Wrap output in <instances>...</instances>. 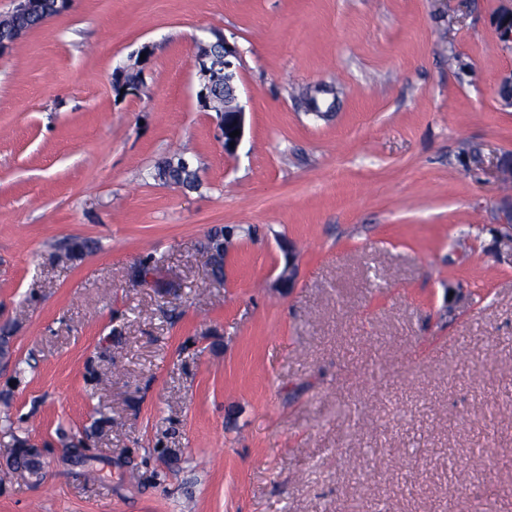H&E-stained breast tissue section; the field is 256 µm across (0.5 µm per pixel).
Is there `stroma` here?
Returning a JSON list of instances; mask_svg holds the SVG:
<instances>
[{
    "label": "stroma",
    "mask_w": 512,
    "mask_h": 512,
    "mask_svg": "<svg viewBox=\"0 0 512 512\" xmlns=\"http://www.w3.org/2000/svg\"><path fill=\"white\" fill-rule=\"evenodd\" d=\"M498 4L71 0L0 54V512H512ZM213 29L232 156L190 67ZM178 149L199 188L153 178ZM216 48L221 50L220 59L217 57ZM237 57L236 47L219 33L215 41L209 39L200 42L191 61V67L199 80V104L204 110L219 114L216 136L224 145V153L228 156L235 154L245 131V109L237 95V66L233 61ZM220 81H224V84L216 91L221 96L228 95L227 98L224 97V108L213 106L209 95L210 89ZM235 130L240 131V134L235 138L230 137V133ZM231 142H234V146H231ZM153 47L149 44H145L138 51V59L134 64L117 68L112 76L115 86L121 90L120 94H127L126 91H136L135 86L138 84L136 77L141 74L139 66L152 54ZM141 53H145L146 57L140 59ZM230 235H215L208 240L207 248L210 253L213 274L221 277L224 274V256L226 255L230 240ZM225 252V254H224Z\"/></svg>",
    "instance_id": "35a3bbf8"
}]
</instances>
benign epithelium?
Segmentation results:
<instances>
[{"instance_id": "1", "label": "benign epithelium", "mask_w": 512, "mask_h": 512, "mask_svg": "<svg viewBox=\"0 0 512 512\" xmlns=\"http://www.w3.org/2000/svg\"><path fill=\"white\" fill-rule=\"evenodd\" d=\"M42 0H13L9 14L0 17V25L6 26L16 16L36 14L41 11ZM494 25L498 39L506 46L512 44V0H499ZM238 57L236 47L231 45L223 34L216 40L199 43L192 58L191 67L195 71L200 89L197 93L200 106L219 114L217 121V138L224 145V154L231 156L237 151L245 131V109L237 95V66L234 59ZM142 59L131 65L119 67L113 72V84L121 92L133 91L138 84L136 77L141 74L139 66ZM224 82V107H215L211 103L209 91L218 82ZM240 131L232 138L230 133ZM497 244L505 250L508 260L512 262V204L504 210L503 220L498 224Z\"/></svg>"}]
</instances>
